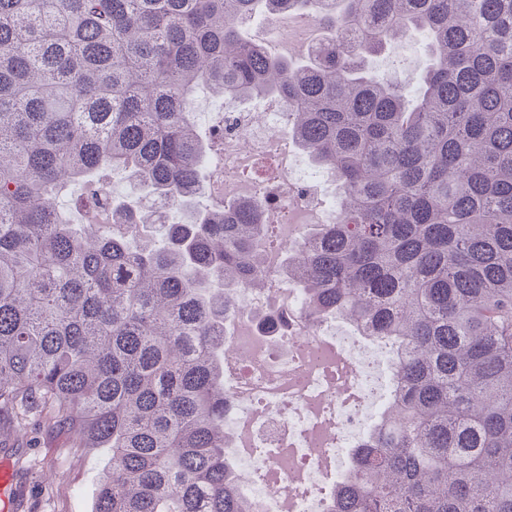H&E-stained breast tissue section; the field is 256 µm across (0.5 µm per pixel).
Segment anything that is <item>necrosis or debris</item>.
Here are the masks:
<instances>
[{
    "label": "necrosis or debris",
    "instance_id": "4bbe7bcc",
    "mask_svg": "<svg viewBox=\"0 0 512 512\" xmlns=\"http://www.w3.org/2000/svg\"><path fill=\"white\" fill-rule=\"evenodd\" d=\"M217 107L236 127L221 141L208 193L223 188L226 172H250V197L271 205L267 222L304 211L311 223H335V207L320 199L336 179L289 149L280 103L246 109L228 94ZM233 298L236 313L224 324V433L238 483L254 512H331L352 449L390 395L396 355L383 341L363 340L344 316H308L298 289L243 288Z\"/></svg>",
    "mask_w": 512,
    "mask_h": 512
}]
</instances>
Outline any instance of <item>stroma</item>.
<instances>
[{
	"mask_svg": "<svg viewBox=\"0 0 512 512\" xmlns=\"http://www.w3.org/2000/svg\"><path fill=\"white\" fill-rule=\"evenodd\" d=\"M421 40L393 43L375 62L376 71L414 84L426 64ZM108 450L73 447L66 430L48 427L37 414L24 425L0 416V466L13 474L15 512H93Z\"/></svg>",
	"mask_w": 512,
	"mask_h": 512,
	"instance_id": "35a3bbf8",
	"label": "stroma"
}]
</instances>
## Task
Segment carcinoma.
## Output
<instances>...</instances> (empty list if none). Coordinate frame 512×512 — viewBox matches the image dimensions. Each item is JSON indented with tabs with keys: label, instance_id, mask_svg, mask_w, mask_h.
<instances>
[{
	"label": "carcinoma",
	"instance_id": "obj_1",
	"mask_svg": "<svg viewBox=\"0 0 512 512\" xmlns=\"http://www.w3.org/2000/svg\"><path fill=\"white\" fill-rule=\"evenodd\" d=\"M304 10L323 39L245 34ZM421 36L415 90L373 64ZM274 98L339 186L282 278L398 353L394 419L333 512H512V0H0V413L106 448L95 512H249L224 456V318L259 288L261 202L204 200L189 102ZM180 218L56 196L102 169ZM90 195V188L83 183L70 184L58 199L59 206L67 213L73 224L82 223V210Z\"/></svg>",
	"mask_w": 512,
	"mask_h": 512
}]
</instances>
